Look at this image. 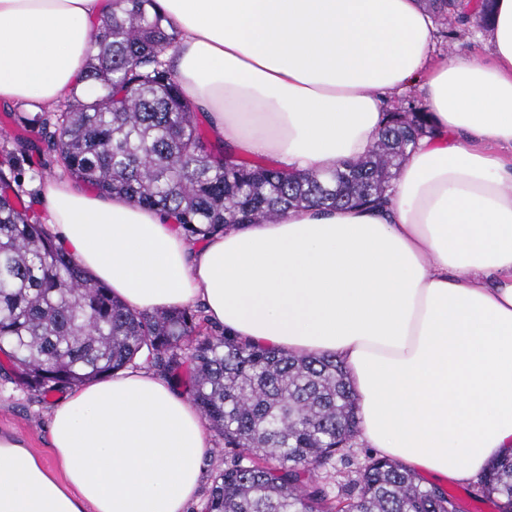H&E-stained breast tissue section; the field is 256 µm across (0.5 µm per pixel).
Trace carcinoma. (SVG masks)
<instances>
[{
  "instance_id": "1",
  "label": "carcinoma",
  "mask_w": 512,
  "mask_h": 512,
  "mask_svg": "<svg viewBox=\"0 0 512 512\" xmlns=\"http://www.w3.org/2000/svg\"><path fill=\"white\" fill-rule=\"evenodd\" d=\"M444 23L491 0H423ZM179 33L155 0H111L95 27L85 78L101 93L69 92L56 109L17 116L57 153L62 172L103 196L169 214L191 241L230 225L276 220L302 206L382 204L418 139L425 113H384L363 157L326 175L241 158L210 141L176 81ZM34 143L16 135L0 159V353L22 385L46 396L147 362L165 373L190 363L203 420L239 448L214 478L205 512H460L453 497L394 460L371 458L330 495L316 478L357 437L354 389L329 355H292L203 328L201 311L140 313L112 298L55 241L24 201L21 161ZM480 483L512 512V456Z\"/></svg>"
}]
</instances>
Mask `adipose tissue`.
I'll use <instances>...</instances> for the list:
<instances>
[{
  "mask_svg": "<svg viewBox=\"0 0 512 512\" xmlns=\"http://www.w3.org/2000/svg\"><path fill=\"white\" fill-rule=\"evenodd\" d=\"M174 73L216 140L327 172L368 151L384 112L423 89L432 135L385 209L301 207L202 248L156 209L47 181L55 239L133 311L202 301L246 341L333 355L381 456L467 485L512 452V0L488 55H435L420 0H157ZM110 0H0V103L78 84ZM51 459L0 436V512H187L209 455L196 407L147 368L69 390Z\"/></svg>",
  "mask_w": 512,
  "mask_h": 512,
  "instance_id": "obj_1",
  "label": "adipose tissue"
}]
</instances>
